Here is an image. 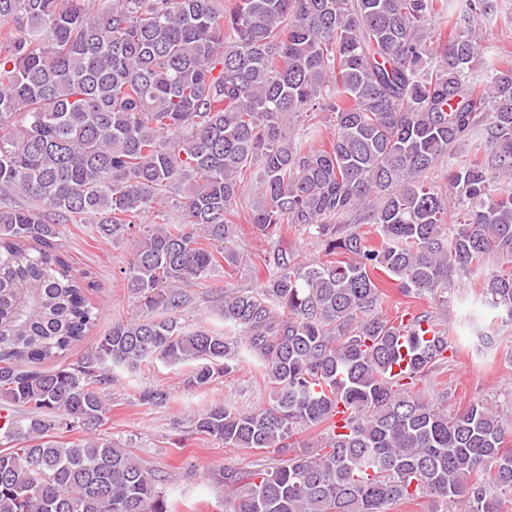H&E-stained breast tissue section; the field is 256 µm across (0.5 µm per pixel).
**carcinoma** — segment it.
I'll return each instance as SVG.
<instances>
[{
    "label": "carcinoma",
    "mask_w": 512,
    "mask_h": 512,
    "mask_svg": "<svg viewBox=\"0 0 512 512\" xmlns=\"http://www.w3.org/2000/svg\"><path fill=\"white\" fill-rule=\"evenodd\" d=\"M452 2L0 0V512H172L160 477L96 434L113 369L190 364L184 384L201 390L245 358L267 406L213 404L192 430L278 452L316 429L325 452L224 469V512H388L424 497L430 512H512V420L415 392L455 343L445 327L416 335L435 322L424 311L403 344L379 313L382 277L442 312L475 278L477 301L512 317V60L482 45L494 0ZM439 167L444 191L423 180ZM248 187L271 240L264 277L216 294L224 330L188 331L195 288L244 259L234 218ZM91 215L100 236L136 242L123 274L140 315L45 371L98 317L90 273L55 244ZM288 224L325 259L272 242ZM403 350L408 383L391 375ZM138 397L162 407L170 393Z\"/></svg>",
    "instance_id": "obj_1"
}]
</instances>
